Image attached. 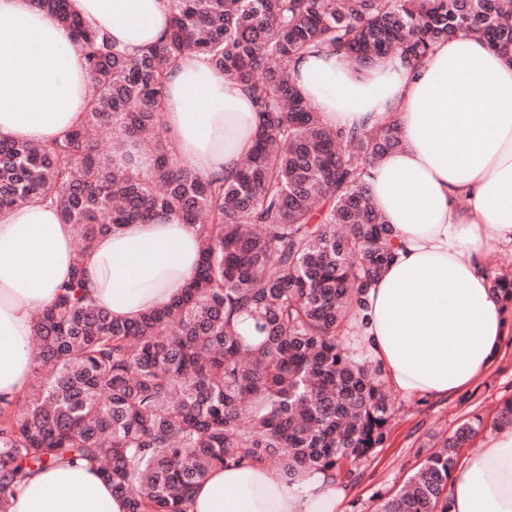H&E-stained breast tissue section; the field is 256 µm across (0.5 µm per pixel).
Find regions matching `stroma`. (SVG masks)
Returning <instances> with one entry per match:
<instances>
[{
  "mask_svg": "<svg viewBox=\"0 0 512 512\" xmlns=\"http://www.w3.org/2000/svg\"><path fill=\"white\" fill-rule=\"evenodd\" d=\"M394 407L384 444L363 462L361 475L348 485L342 512H373L379 496L394 495L419 467L423 450H435L465 419L491 418L512 398V335L493 366L462 393L442 401L392 394Z\"/></svg>",
  "mask_w": 512,
  "mask_h": 512,
  "instance_id": "obj_1",
  "label": "stroma"
}]
</instances>
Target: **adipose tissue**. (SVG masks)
<instances>
[{
  "label": "adipose tissue",
  "mask_w": 512,
  "mask_h": 512,
  "mask_svg": "<svg viewBox=\"0 0 512 512\" xmlns=\"http://www.w3.org/2000/svg\"><path fill=\"white\" fill-rule=\"evenodd\" d=\"M113 44L140 54L164 33L170 0H70ZM298 86L330 126L394 122L404 146L369 170L375 208L395 231L394 257L362 295L344 340L408 396L472 385L512 335L487 254L512 247V61L476 37L438 43L418 67L397 55L358 69L333 52L296 65ZM89 79L69 30L33 0H0V137L49 144L84 117ZM187 165L234 175L262 117L242 86L201 56L168 71L162 115ZM199 227L172 211L125 224L76 255L73 229L48 202L0 210V405L27 390L33 315L81 263L95 305L133 320L177 298L196 272ZM332 472L296 484L259 463L215 467L190 512H338ZM10 512H126L96 471L60 463L33 473ZM448 512H512V427H491L448 481Z\"/></svg>",
  "instance_id": "ef3b65f1"
}]
</instances>
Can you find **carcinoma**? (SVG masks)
<instances>
[{"label": "carcinoma", "instance_id": "cac0c4a2", "mask_svg": "<svg viewBox=\"0 0 512 512\" xmlns=\"http://www.w3.org/2000/svg\"><path fill=\"white\" fill-rule=\"evenodd\" d=\"M34 2L81 44L88 106L50 145L0 138V209L56 204L78 256L121 224L175 210L200 225L201 250L184 293L133 322L88 301L78 262L34 316L42 380L0 407V512L32 473L64 462L100 471L127 512H188L209 469L243 461L290 482L309 471L356 479L386 440L392 399L338 330L392 257L394 230L366 177L402 139L394 124L325 125L292 64L329 50L357 67L389 54L415 66L461 34L509 52L512 0H170L169 29L135 57L67 0ZM192 53L262 115L231 180L175 161L163 130L167 70ZM101 137L136 140L152 166L115 167ZM485 427L478 414L461 424L375 512H448L458 449Z\"/></svg>", "mask_w": 512, "mask_h": 512}]
</instances>
